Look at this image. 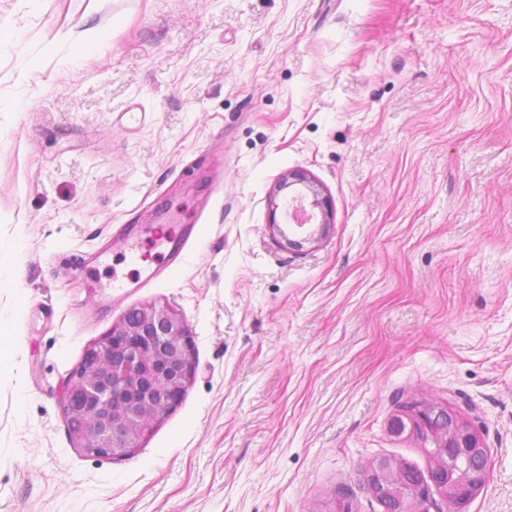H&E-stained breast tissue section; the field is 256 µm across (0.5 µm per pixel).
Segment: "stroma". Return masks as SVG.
Returning <instances> with one entry per match:
<instances>
[{"instance_id":"obj_1","label":"stroma","mask_w":512,"mask_h":512,"mask_svg":"<svg viewBox=\"0 0 512 512\" xmlns=\"http://www.w3.org/2000/svg\"><path fill=\"white\" fill-rule=\"evenodd\" d=\"M289 170L321 239L272 227ZM1 252L0 512H383L421 401L488 450L466 512H512V0H0ZM150 303L194 378L86 454L68 379ZM291 188L293 192L297 193L299 200L306 209L309 208L308 211L311 217L309 221H312L310 224H320L319 226L322 227L323 232L331 222L322 187L305 172L288 171L282 175L278 182L275 199L280 192ZM316 210L320 215L319 220ZM317 220L318 222H313Z\"/></svg>"}]
</instances>
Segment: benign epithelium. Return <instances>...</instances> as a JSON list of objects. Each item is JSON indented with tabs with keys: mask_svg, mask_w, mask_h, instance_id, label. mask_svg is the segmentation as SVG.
I'll list each match as a JSON object with an SVG mask.
<instances>
[{
	"mask_svg": "<svg viewBox=\"0 0 512 512\" xmlns=\"http://www.w3.org/2000/svg\"><path fill=\"white\" fill-rule=\"evenodd\" d=\"M291 189L309 208L311 220L330 224L322 187L302 171L280 178L276 192ZM193 376L190 334L183 317L154 304L129 309L112 330L88 344L64 390L66 421L76 448L94 456L125 457L182 399ZM421 432L433 443L435 466L427 474L406 464L376 459L365 473V489L383 512H431L432 491L448 500L449 512L465 507L487 484L490 459L477 430L447 404L420 402L395 415L390 431Z\"/></svg>",
	"mask_w": 512,
	"mask_h": 512,
	"instance_id": "7a95c632",
	"label": "benign epithelium"
}]
</instances>
